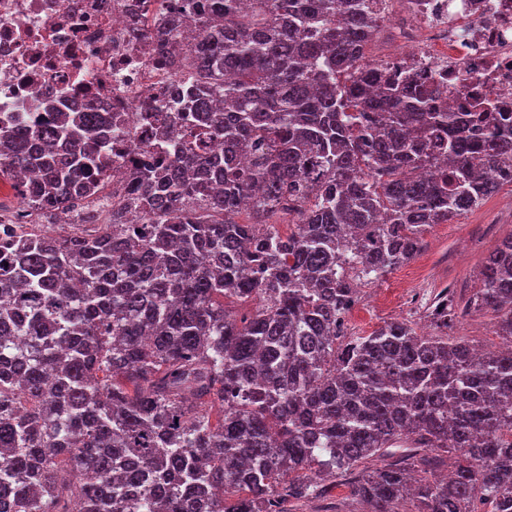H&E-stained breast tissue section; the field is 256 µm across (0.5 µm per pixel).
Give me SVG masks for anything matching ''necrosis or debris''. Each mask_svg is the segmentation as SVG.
Wrapping results in <instances>:
<instances>
[{
    "mask_svg": "<svg viewBox=\"0 0 512 512\" xmlns=\"http://www.w3.org/2000/svg\"><path fill=\"white\" fill-rule=\"evenodd\" d=\"M390 65L448 79V95L512 109V0H402ZM155 0H0V116L37 101H93L139 130L146 106L178 111L186 78L159 66L150 39Z\"/></svg>",
    "mask_w": 512,
    "mask_h": 512,
    "instance_id": "obj_1",
    "label": "necrosis or debris"
}]
</instances>
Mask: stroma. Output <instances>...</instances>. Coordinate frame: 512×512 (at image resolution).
Instances as JSON below:
<instances>
[{
	"mask_svg": "<svg viewBox=\"0 0 512 512\" xmlns=\"http://www.w3.org/2000/svg\"><path fill=\"white\" fill-rule=\"evenodd\" d=\"M510 235L512 186L506 184L451 223L433 225L413 259L379 280L362 284L347 318L348 334L364 336L394 320L408 321L420 332H434L427 315L433 298L450 288L459 300H467L480 286L483 262ZM448 336L466 338L484 349L498 348L502 341L496 319L487 311L460 316L449 326ZM288 508L290 512H365L350 480L341 475L326 481L322 493L289 503Z\"/></svg>",
	"mask_w": 512,
	"mask_h": 512,
	"instance_id": "stroma-1",
	"label": "stroma"
}]
</instances>
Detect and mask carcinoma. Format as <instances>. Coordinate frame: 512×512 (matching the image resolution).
Returning <instances> with one entry per match:
<instances>
[{"label":"carcinoma","instance_id":"carcinoma-1","mask_svg":"<svg viewBox=\"0 0 512 512\" xmlns=\"http://www.w3.org/2000/svg\"><path fill=\"white\" fill-rule=\"evenodd\" d=\"M187 9L153 40L172 66L196 28L180 101L196 123L172 139L144 113L155 141L127 145L106 223L82 204L112 177V113L0 125V178L75 217L58 237L0 218V512H285L403 447L355 478L368 512L409 492L416 512H512V348L398 320L343 333L358 282L512 184V125L483 104L463 122L433 73L368 60L373 0ZM480 276L466 310L512 341V235ZM428 316L448 328L453 294Z\"/></svg>","mask_w":512,"mask_h":512}]
</instances>
